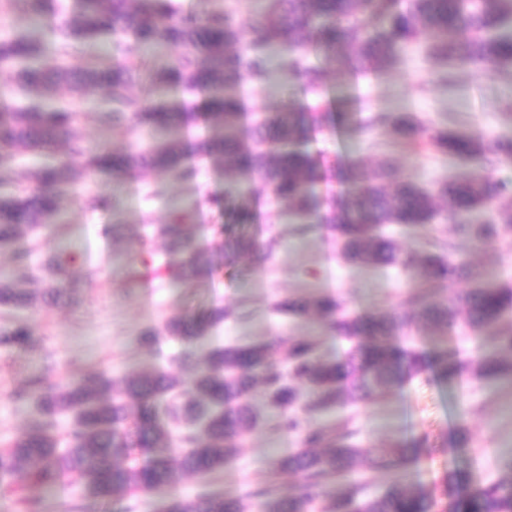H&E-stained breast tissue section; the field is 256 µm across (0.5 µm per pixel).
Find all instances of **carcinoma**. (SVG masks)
I'll return each mask as SVG.
<instances>
[{
    "label": "carcinoma",
    "instance_id": "1",
    "mask_svg": "<svg viewBox=\"0 0 512 512\" xmlns=\"http://www.w3.org/2000/svg\"><path fill=\"white\" fill-rule=\"evenodd\" d=\"M15 12L41 15L45 0H5ZM382 0H269L265 10H251L238 21L232 10L214 11L200 18L184 14L174 0H80L76 11H61L53 28V48L45 58L43 47L32 40H0V75L27 93L42 97L64 86L74 100H83L97 88L105 90L110 106L97 111L100 125L135 121L165 130L158 144L122 155L90 151L77 133L79 110L68 106L0 110V182L12 181L11 162L20 151L59 155L56 164L35 170L26 184L0 194V246L11 250L15 265H29L34 251L30 233L41 224H54L60 213L63 189L102 170L117 176L143 171H164L189 180L196 175L192 159L208 157L246 180L234 195L215 197L234 221L214 231L206 245L209 258L198 259L190 221L182 211L166 224L152 225L139 240L129 279L139 278V267L158 264L171 281L191 283L212 276L235 263L239 255L260 247L241 226L255 223L253 205L266 192L286 201L301 218L297 231L314 225L336 233L344 259L352 264L402 266L424 283L412 298L409 312L395 310L348 313L334 296L310 295L288 300L281 307L295 316L313 314L329 330L351 342L345 358L331 362L316 355L312 339L288 342L284 372L276 342L246 346L227 345L191 362L186 381L164 370L115 377L89 368L64 382L37 378L17 388L12 397L32 403L42 421L6 448H0V488L20 495L27 512L36 501L25 495L32 485L62 484L76 480L92 499L127 501L123 512H134L141 494L176 484L189 475L205 476L224 470L240 448L258 416L249 398L260 386L278 412L275 429L299 434L300 448L271 462L277 473L292 472L301 482L285 493L269 482H258L245 497H224L203 492L171 499L168 512H244L243 499L254 501L259 512H512V459L508 476L468 487L460 475L446 471L431 489H411L392 482L378 497L362 501L359 488L347 485L336 496L330 481L343 478L356 466L374 472H397L431 451L423 432L409 443L367 453L354 442L355 432L335 435L304 423L296 405L307 398L305 412L324 411L349 401L385 396L397 385L432 373L450 382L472 373L485 380L512 377V332L470 361L450 341L436 352L405 347L400 333L417 324L450 332L461 325L481 332L512 314V286L488 280L447 300L434 289L450 279L468 280L472 271L455 245L446 239L425 241L418 254L405 259L382 226L396 224L419 232L440 214L437 200L456 225L458 235L492 243L512 234V207L498 208L494 218L474 221L472 216L493 202H512V180L491 174L500 163L512 160V139L487 142L465 130L426 129L415 117L397 112H374L359 128L388 132L409 150L424 148L475 164L465 180H448L432 192L400 178L384 164L366 175L342 167L338 178L350 189L338 197L322 198L316 185L322 179L319 159L305 144L333 128L325 108L324 73L309 65L303 49L318 46L356 49L351 75L368 68L383 70L408 47L425 40L430 53L444 63L437 80L448 84L458 72L477 63L512 64V34L500 31L512 17V0H408L394 5L387 25L372 30L364 19L374 15ZM121 34L142 48H169L175 57L153 71L150 94L174 88L201 97L194 111L185 99L144 103L132 95L140 84L139 65L115 61L110 65L74 68L70 58L86 41ZM278 69L303 85L309 98L261 118L248 120L239 88L246 79L266 81ZM213 123L212 131L192 142L187 131L199 120ZM164 241L160 253L156 239ZM69 298L61 284L37 290L0 279V307H32L38 301L57 304ZM221 307L201 317L168 321L144 333L149 344L160 333L192 343L205 329L224 320ZM33 333L26 325L0 330V344L26 346ZM69 426L56 432V418Z\"/></svg>",
    "mask_w": 512,
    "mask_h": 512
}]
</instances>
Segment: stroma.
<instances>
[{"instance_id":"obj_1","label":"stroma","mask_w":512,"mask_h":512,"mask_svg":"<svg viewBox=\"0 0 512 512\" xmlns=\"http://www.w3.org/2000/svg\"><path fill=\"white\" fill-rule=\"evenodd\" d=\"M57 21L55 0H46L37 26L29 15L11 11L0 2V35H24L44 43ZM346 57L343 51L308 54L309 62L326 74L323 97L336 127L335 133L318 137L312 145L326 162V178L318 183V192L338 189L336 167L348 162L360 163L368 172L390 158L403 178L429 189L441 180L470 174V167L454 157L412 154L377 131L354 133L355 115L363 109L406 112L424 125L462 128L488 141L512 137V67L480 64L459 72L455 83L446 86L437 80L438 62L425 46L415 45L386 69L355 81ZM242 95L251 112H269L300 97L298 89L278 75L264 87L244 83ZM107 105L106 95L100 91L87 100L89 112L78 131L89 148L125 152L136 144L165 139L164 131L131 122L101 128L94 113ZM197 170L190 183L162 172L121 180L103 173L90 175L83 181V189L107 195L108 208L85 209L77 192L71 191L62 198L60 225L38 230L36 258L53 252L77 257V266L63 275L64 280L75 283L77 293L73 301L58 305L0 308V329L21 323L28 325L36 338L32 347L0 346V446L21 437L39 421L32 404L9 396L11 389L34 378L61 380L90 367L105 368L117 376L166 368L186 378L190 369L175 362L176 355L186 348L201 355L219 345L284 342L293 337L314 339L321 359L338 361L347 348L343 338L321 329L315 319L276 310V303L309 294H331L356 311L409 307L420 283L408 270L346 262L333 232L320 228L299 235L296 217L286 204L273 200L258 206L256 224L246 228L247 234L261 243L275 237L272 253L240 256L206 283L186 285L151 277L130 283L128 270L143 225L164 223L175 209L191 210L196 214V236L203 243L211 235V225L232 223L231 214L210 207L207 200L228 190L237 191L236 178L210 159H199ZM160 184L165 192L158 196L154 189ZM452 228L443 216L436 221L434 233L454 239ZM454 241L477 270L512 283V236L492 244ZM215 306L227 309L228 317L194 345L163 338L149 347L141 340L147 327L199 315ZM253 404L258 424L223 473L188 477L178 485L140 496L136 512H157L169 498L191 497L202 490L239 496L263 476L272 458L298 448V435L271 430L274 411L262 393L254 394ZM309 420L333 434L346 427L357 429L358 444L366 451L429 432L434 451L405 467V483L427 489L445 471L459 469L471 483L481 484L505 475L506 463L512 458V381L469 376L449 384L434 377L419 378L385 398L313 413ZM463 420L471 428L472 439L466 448L449 451L448 438Z\"/></svg>"}]
</instances>
